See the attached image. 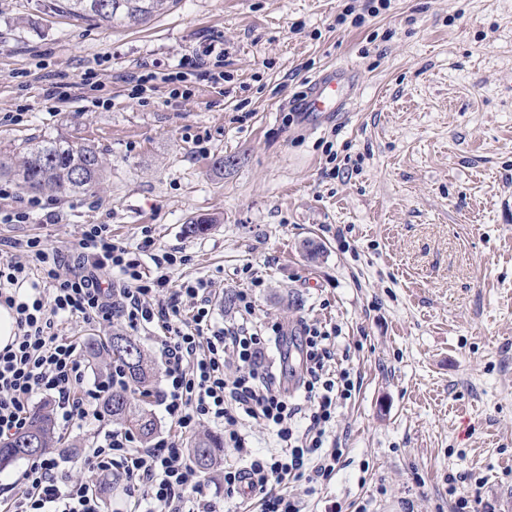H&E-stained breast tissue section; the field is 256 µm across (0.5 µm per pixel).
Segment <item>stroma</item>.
Wrapping results in <instances>:
<instances>
[{"label":"stroma","mask_w":512,"mask_h":512,"mask_svg":"<svg viewBox=\"0 0 512 512\" xmlns=\"http://www.w3.org/2000/svg\"><path fill=\"white\" fill-rule=\"evenodd\" d=\"M364 0H175L135 26L0 0V152L64 137L103 151L104 180L56 197L59 224H0L22 255L38 236L67 264L85 225L186 260L172 286L210 281L217 322L234 319L244 266L264 279L254 326L332 322L361 379L336 432L349 464L309 503L369 512H451L449 475L494 512L512 505V0H392L364 26L337 25ZM224 48L229 95L187 72L173 100L161 77L209 44ZM352 75L342 111L294 113L323 71ZM92 84L56 108L59 78ZM157 76L143 98L123 78ZM206 139L197 146L196 136ZM223 156L224 167L212 166ZM210 218L187 235L190 218ZM146 403L158 436L165 357ZM97 430L65 429L61 469L96 486L104 512L134 502L127 482L87 463Z\"/></svg>","instance_id":"stroma-1"}]
</instances>
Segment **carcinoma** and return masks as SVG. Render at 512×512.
Wrapping results in <instances>:
<instances>
[{
	"mask_svg": "<svg viewBox=\"0 0 512 512\" xmlns=\"http://www.w3.org/2000/svg\"><path fill=\"white\" fill-rule=\"evenodd\" d=\"M168 0H46L52 13L106 25H135L162 10ZM104 171L102 154L93 145L75 144L65 137L42 140L23 154L17 166L0 162V174H12L23 188L52 195L79 193L100 182ZM91 364L120 365L128 386L109 393L103 412L143 441L150 440L157 421L135 398L152 391L154 364L131 337L114 333L91 338L84 347ZM56 435L53 409L47 401L36 406L27 428L0 446V469L20 460L42 455L61 444ZM192 457L199 471L207 473L221 461L224 439L204 434L191 442Z\"/></svg>",
	"mask_w": 512,
	"mask_h": 512,
	"instance_id": "obj_1",
	"label": "carcinoma"
}]
</instances>
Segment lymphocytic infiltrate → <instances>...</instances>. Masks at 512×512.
<instances>
[{
	"label": "lymphocytic infiltrate",
	"instance_id": "lymphocytic-infiltrate-1",
	"mask_svg": "<svg viewBox=\"0 0 512 512\" xmlns=\"http://www.w3.org/2000/svg\"><path fill=\"white\" fill-rule=\"evenodd\" d=\"M27 259L0 254V306L14 310L16 336L0 349V440L21 431L29 404L41 393L55 402L66 429L98 425L90 467L101 474L122 472L128 492L142 512H217L207 498L206 479L188 462L178 436L148 446L122 429H103L99 402L124 386L121 369L108 380L84 384L82 346L59 335L56 324L69 318L104 325L119 318L134 332L159 330L166 358L161 403L180 434L201 423L224 428V444L244 457V469L225 468L224 491L234 496L243 478L261 496V512H307L308 502L348 461L333 432L340 408L359 387L353 368L337 357L338 327L301 325V375L285 388L258 365L275 337L249 326L260 278L236 294L237 322L218 326L208 282L183 283L169 290L175 252L156 248L144 235L137 248L115 241L108 225L92 224L73 246L77 263L34 236ZM167 300H160L161 291ZM253 420L275 433L279 449L258 454L241 431ZM102 497L86 482L59 474L53 454L32 460L9 487L7 512H102Z\"/></svg>",
	"mask_w": 512,
	"mask_h": 512
}]
</instances>
